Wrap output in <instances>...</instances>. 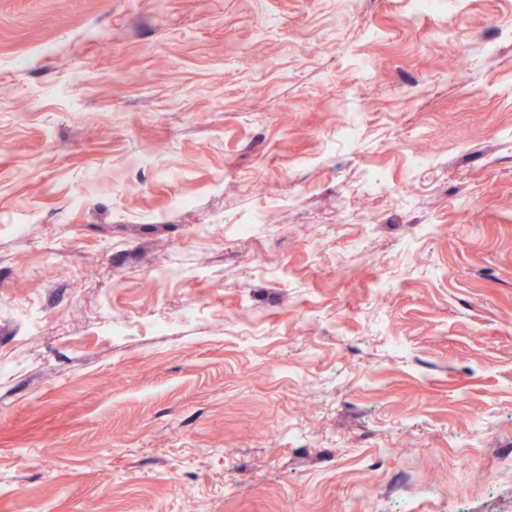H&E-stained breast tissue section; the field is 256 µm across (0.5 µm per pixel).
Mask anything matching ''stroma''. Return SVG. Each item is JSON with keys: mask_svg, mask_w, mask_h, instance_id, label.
I'll return each mask as SVG.
<instances>
[{"mask_svg": "<svg viewBox=\"0 0 512 512\" xmlns=\"http://www.w3.org/2000/svg\"><path fill=\"white\" fill-rule=\"evenodd\" d=\"M0 512H512V0H0Z\"/></svg>", "mask_w": 512, "mask_h": 512, "instance_id": "obj_1", "label": "stroma"}]
</instances>
